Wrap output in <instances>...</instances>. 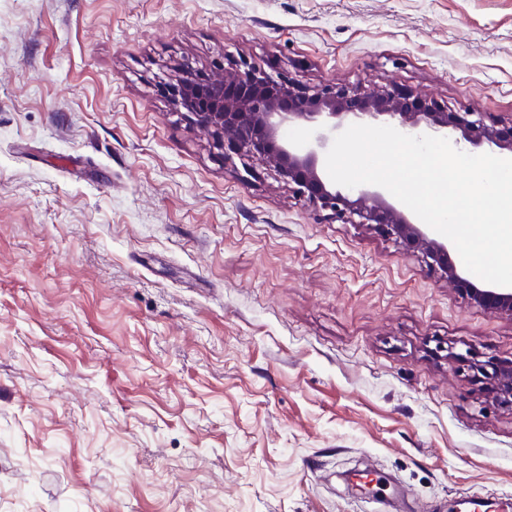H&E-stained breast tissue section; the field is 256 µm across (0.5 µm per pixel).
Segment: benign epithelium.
Returning <instances> with one entry per match:
<instances>
[{
	"label": "benign epithelium",
	"mask_w": 512,
	"mask_h": 512,
	"mask_svg": "<svg viewBox=\"0 0 512 512\" xmlns=\"http://www.w3.org/2000/svg\"><path fill=\"white\" fill-rule=\"evenodd\" d=\"M215 75L189 64L166 88V95L185 123L211 137L224 160L245 161L253 177L256 161L288 184L293 193L325 217L340 224L374 228L406 251L417 253L430 271L484 309L512 317V286L482 285L459 270L453 245L428 228L386 189L363 184L348 188L324 175L325 158L334 137L350 123L388 125L411 135L445 137L460 150L512 159V118L496 119L484 112H454L418 92L381 86L324 83L308 86L284 74L266 71L261 62L241 59ZM295 124L310 129L306 140L285 136ZM448 359L463 360L492 395L512 405V360L473 361L453 351Z\"/></svg>",
	"instance_id": "benign-epithelium-1"
}]
</instances>
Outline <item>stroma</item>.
<instances>
[{"instance_id": "obj_1", "label": "stroma", "mask_w": 512, "mask_h": 512, "mask_svg": "<svg viewBox=\"0 0 512 512\" xmlns=\"http://www.w3.org/2000/svg\"><path fill=\"white\" fill-rule=\"evenodd\" d=\"M224 57L512 117V0H0V512H512L446 354L512 317L224 164L160 91Z\"/></svg>"}]
</instances>
